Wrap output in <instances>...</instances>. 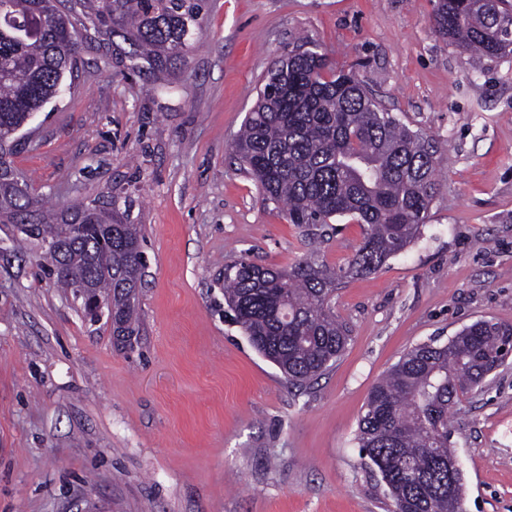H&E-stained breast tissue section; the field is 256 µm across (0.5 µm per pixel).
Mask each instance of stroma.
<instances>
[{"mask_svg":"<svg viewBox=\"0 0 512 512\" xmlns=\"http://www.w3.org/2000/svg\"><path fill=\"white\" fill-rule=\"evenodd\" d=\"M435 4L207 0L198 48L159 75L82 47L14 162L60 207L126 199L144 233L143 331L113 345L0 224V512H393L356 439L370 390L411 347L512 324V54L475 61L434 32ZM297 48L441 143L419 237L345 279L333 307L351 339L301 389L224 317L225 265L286 268L305 250L231 151ZM364 233L333 225L324 263L347 266ZM449 430L465 512H512V356Z\"/></svg>","mask_w":512,"mask_h":512,"instance_id":"35a3bbf8","label":"stroma"}]
</instances>
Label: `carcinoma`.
Wrapping results in <instances>:
<instances>
[{"instance_id":"obj_1","label":"carcinoma","mask_w":512,"mask_h":512,"mask_svg":"<svg viewBox=\"0 0 512 512\" xmlns=\"http://www.w3.org/2000/svg\"><path fill=\"white\" fill-rule=\"evenodd\" d=\"M206 2L3 0L0 10V224L31 225L19 234L29 245L38 244L40 228H51L58 248L42 253L50 274L83 313L87 299H101L97 321L110 323L124 347L141 332V226L124 217L115 195L52 211L43 196L19 191L9 177L20 146L12 132L64 91L85 44L118 51L138 69L175 68L193 48ZM510 11L512 0H437L433 26L492 59L512 53V37L494 25ZM231 149L264 199L283 205L287 222L308 239L322 238L336 218L366 225L364 241L338 273L314 251L287 270L245 258L224 269V313L301 388L348 344L349 330L332 306L339 281L381 270L420 234L435 189V145L385 110L354 75L334 73L323 54L296 49L269 71ZM510 349L511 324L480 320L443 345L412 347L372 387L357 439L394 512H462L463 475L448 498V418Z\"/></svg>"}]
</instances>
